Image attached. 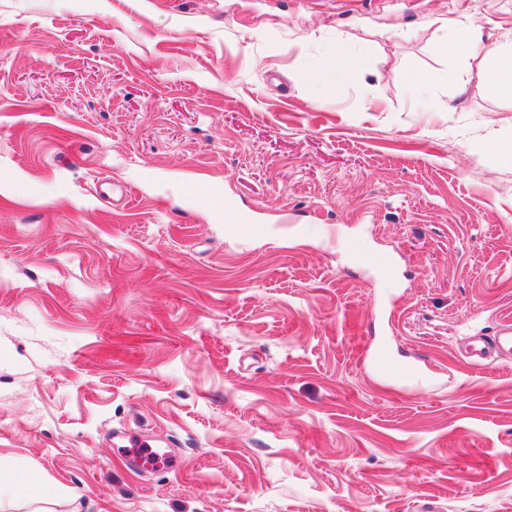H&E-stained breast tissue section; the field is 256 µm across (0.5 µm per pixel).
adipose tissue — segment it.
<instances>
[{
  "label": "adipose tissue",
  "instance_id": "adipose-tissue-1",
  "mask_svg": "<svg viewBox=\"0 0 512 512\" xmlns=\"http://www.w3.org/2000/svg\"><path fill=\"white\" fill-rule=\"evenodd\" d=\"M435 49L463 58V67L450 77L459 91L473 85L512 99V41L484 40L475 24L463 19L454 24L451 37H439Z\"/></svg>",
  "mask_w": 512,
  "mask_h": 512
}]
</instances>
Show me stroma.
Masks as SVG:
<instances>
[{
	"instance_id": "1",
	"label": "stroma",
	"mask_w": 512,
	"mask_h": 512,
	"mask_svg": "<svg viewBox=\"0 0 512 512\" xmlns=\"http://www.w3.org/2000/svg\"><path fill=\"white\" fill-rule=\"evenodd\" d=\"M466 18L512 38V0H0V468L51 512H512V358L463 355L512 318V100L448 85ZM347 249L350 253L358 255L360 263L378 269L386 279L396 277L397 269L393 264H388L383 258L374 253L363 251L357 239L349 241ZM370 361L382 374L401 375L404 372L402 368L396 366L390 351L384 345L374 346L370 352Z\"/></svg>"
}]
</instances>
